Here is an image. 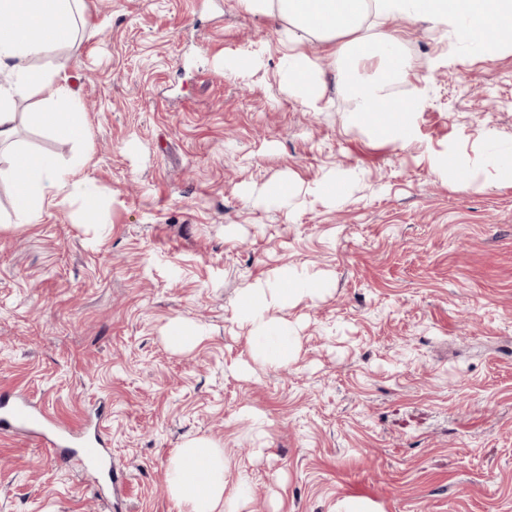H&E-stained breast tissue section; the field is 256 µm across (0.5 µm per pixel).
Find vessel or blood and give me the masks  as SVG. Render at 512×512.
I'll list each match as a JSON object with an SVG mask.
<instances>
[{"instance_id": "vessel-or-blood-1", "label": "vessel or blood", "mask_w": 512, "mask_h": 512, "mask_svg": "<svg viewBox=\"0 0 512 512\" xmlns=\"http://www.w3.org/2000/svg\"><path fill=\"white\" fill-rule=\"evenodd\" d=\"M25 431L44 439L50 446L68 452L75 450L79 461L87 467L105 474L108 484H116L108 459L109 450L97 423H87L77 431H67L57 426L54 416L37 409L23 393L0 398V435Z\"/></svg>"}]
</instances>
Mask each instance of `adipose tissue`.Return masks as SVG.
I'll list each match as a JSON object with an SVG mask.
<instances>
[{
	"label": "adipose tissue",
	"instance_id": "1",
	"mask_svg": "<svg viewBox=\"0 0 512 512\" xmlns=\"http://www.w3.org/2000/svg\"><path fill=\"white\" fill-rule=\"evenodd\" d=\"M250 15L273 16L282 25L288 51L283 57L280 84L301 104L315 109L323 99L318 63L302 46L318 40L332 47L343 77L354 119L382 139L406 138L418 98L395 100L392 85L408 80L412 63L402 51L398 35L389 25L406 16L451 30L477 42L481 51L493 53L500 35L512 32V0H238ZM79 0H0V16L11 22L0 25V70L19 77L16 91L32 92L57 84L68 92L67 76L32 67L31 58L69 42L75 31ZM38 122L56 136L71 142L88 137V128L77 108L38 113ZM0 179L11 182L13 204L24 219H33L54 193L72 189L87 206H95L103 186L86 179H72L48 156L17 153L12 167L0 170ZM311 279L281 278L276 288L258 285L244 289L239 307L250 327L252 340L261 341L259 359L265 365L287 364L294 338L278 333L266 317L270 308H285L299 296L313 294ZM248 486L239 478L233 495H226L224 457L210 440L185 441L173 457L168 489L182 512H238Z\"/></svg>",
	"mask_w": 512,
	"mask_h": 512
}]
</instances>
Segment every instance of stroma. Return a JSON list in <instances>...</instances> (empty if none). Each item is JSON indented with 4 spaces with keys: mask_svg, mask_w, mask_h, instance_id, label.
Segmentation results:
<instances>
[{
    "mask_svg": "<svg viewBox=\"0 0 512 512\" xmlns=\"http://www.w3.org/2000/svg\"><path fill=\"white\" fill-rule=\"evenodd\" d=\"M59 71L89 136L35 120L56 85L13 95L15 149L105 186L19 222L0 180V391L75 425L104 404L111 501L24 435L0 437V512H178L171 457L204 437L241 512H512V40L489 57L421 21L393 28L421 94L408 135L349 118L327 47L312 110L284 93L280 24L238 0H85ZM254 58L248 75L235 55ZM335 176V200L318 186ZM290 184L284 201L266 187ZM315 294L270 319L297 346L255 360L238 302L282 271ZM199 342L174 350L172 320Z\"/></svg>",
    "mask_w": 512,
    "mask_h": 512,
    "instance_id": "stroma-1",
    "label": "stroma"
}]
</instances>
